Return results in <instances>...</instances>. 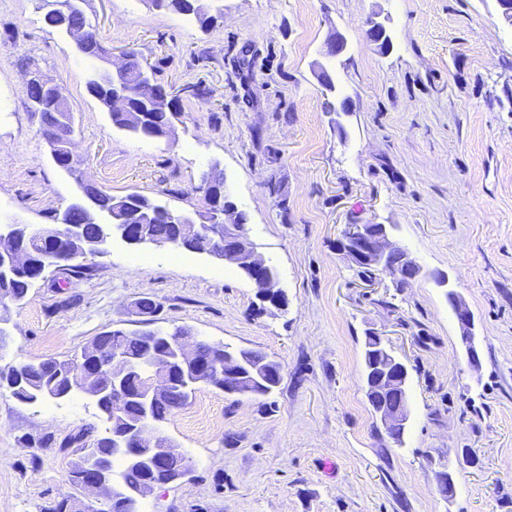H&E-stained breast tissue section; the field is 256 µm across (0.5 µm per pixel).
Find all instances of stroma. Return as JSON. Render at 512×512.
Masks as SVG:
<instances>
[{
  "mask_svg": "<svg viewBox=\"0 0 512 512\" xmlns=\"http://www.w3.org/2000/svg\"><path fill=\"white\" fill-rule=\"evenodd\" d=\"M203 24L146 0H82L103 47L138 51L176 112L171 137L117 128L89 92L107 64L45 28L39 0H0V223L46 225L79 195L52 160L29 73L70 104L87 180L173 210L202 209L219 164L245 230L272 265L286 310H261L236 263L113 238L83 274L54 269L11 310L0 362L64 359L94 336L156 328L257 350L283 378L268 398L198 389L159 432L193 462L142 512H512V23L497 0H203ZM390 38L383 51L369 21ZM340 32L346 49L326 54ZM249 50L252 68L236 59ZM350 112L325 108L319 68ZM207 97H197V88ZM349 224L387 225L416 260L411 284L363 274L339 250ZM442 273L447 286L434 276ZM474 317L472 369L446 288ZM409 373L410 418L394 443L360 381L366 332ZM77 394L37 406L0 391V512H51L81 491L63 440L97 423ZM452 465L455 493L436 475Z\"/></svg>",
  "mask_w": 512,
  "mask_h": 512,
  "instance_id": "1",
  "label": "stroma"
}]
</instances>
